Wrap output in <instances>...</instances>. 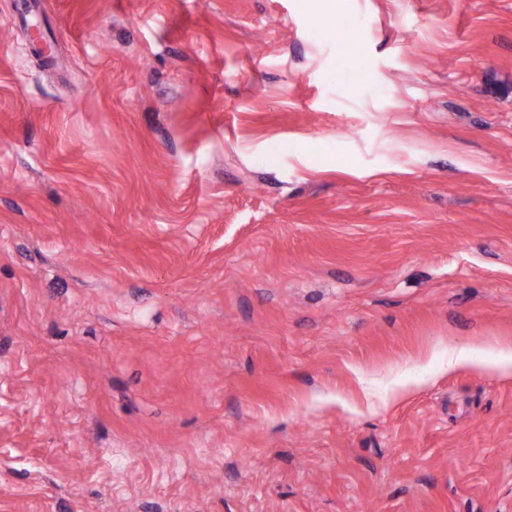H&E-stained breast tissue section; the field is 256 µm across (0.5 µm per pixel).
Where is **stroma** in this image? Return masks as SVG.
<instances>
[{
	"instance_id": "35a3bbf8",
	"label": "stroma",
	"mask_w": 512,
	"mask_h": 512,
	"mask_svg": "<svg viewBox=\"0 0 512 512\" xmlns=\"http://www.w3.org/2000/svg\"><path fill=\"white\" fill-rule=\"evenodd\" d=\"M502 347L512 0H0V512H512Z\"/></svg>"
}]
</instances>
